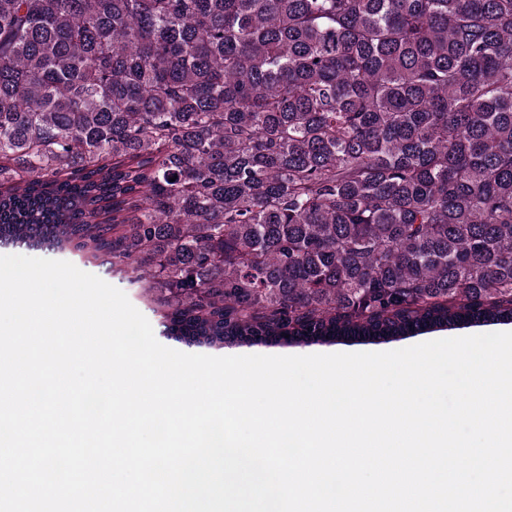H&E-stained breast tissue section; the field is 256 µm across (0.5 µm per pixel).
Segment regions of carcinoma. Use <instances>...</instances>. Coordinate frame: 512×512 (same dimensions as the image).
Wrapping results in <instances>:
<instances>
[{
  "label": "carcinoma",
  "mask_w": 512,
  "mask_h": 512,
  "mask_svg": "<svg viewBox=\"0 0 512 512\" xmlns=\"http://www.w3.org/2000/svg\"><path fill=\"white\" fill-rule=\"evenodd\" d=\"M0 244L187 346L512 324V0H0Z\"/></svg>",
  "instance_id": "carcinoma-1"
}]
</instances>
